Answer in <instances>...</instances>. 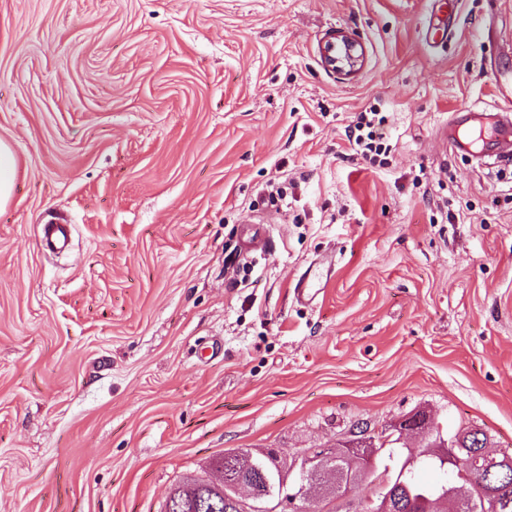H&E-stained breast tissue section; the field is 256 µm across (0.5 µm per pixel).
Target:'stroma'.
<instances>
[{
  "label": "stroma",
  "instance_id": "35a3bbf8",
  "mask_svg": "<svg viewBox=\"0 0 512 512\" xmlns=\"http://www.w3.org/2000/svg\"><path fill=\"white\" fill-rule=\"evenodd\" d=\"M447 2L0 0V512H164L219 454L418 411L512 451V165L436 141L512 108V0L428 32ZM337 32L353 75L323 63ZM371 107L380 165L346 137ZM408 460L441 479L414 436L376 468ZM325 64L336 73L349 76L355 73L363 58V48L354 38L340 34L322 48ZM16 157L9 145L0 140V207L11 198Z\"/></svg>",
  "mask_w": 512,
  "mask_h": 512
}]
</instances>
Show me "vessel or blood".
I'll return each instance as SVG.
<instances>
[{
    "label": "vessel or blood",
    "instance_id": "vessel-or-blood-1",
    "mask_svg": "<svg viewBox=\"0 0 512 512\" xmlns=\"http://www.w3.org/2000/svg\"><path fill=\"white\" fill-rule=\"evenodd\" d=\"M444 137L456 152L481 151L496 162H512V114L468 111L455 113Z\"/></svg>",
    "mask_w": 512,
    "mask_h": 512
}]
</instances>
